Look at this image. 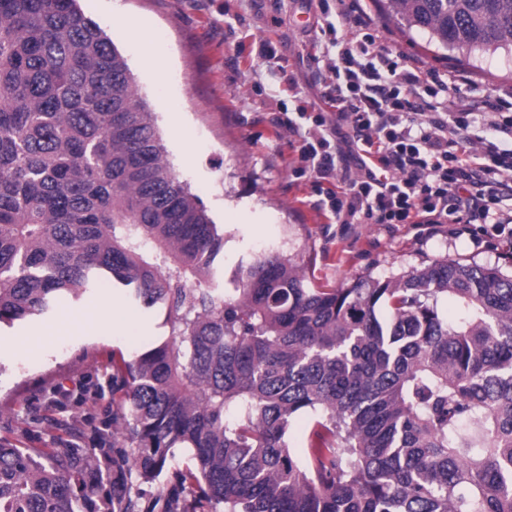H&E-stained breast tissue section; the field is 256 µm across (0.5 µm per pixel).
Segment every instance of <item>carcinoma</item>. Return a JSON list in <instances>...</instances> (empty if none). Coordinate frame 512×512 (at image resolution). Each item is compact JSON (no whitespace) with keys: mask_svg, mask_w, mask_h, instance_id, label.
<instances>
[{"mask_svg":"<svg viewBox=\"0 0 512 512\" xmlns=\"http://www.w3.org/2000/svg\"><path fill=\"white\" fill-rule=\"evenodd\" d=\"M445 51L512 43V0H390ZM175 173L124 57L78 0H0V324L107 281L168 335L112 359L121 441L0 439V512H144L99 495L181 449L224 512H512V275L442 260L320 288L240 259ZM461 312L448 321L440 299ZM311 417L307 448L288 443Z\"/></svg>","mask_w":512,"mask_h":512,"instance_id":"carcinoma-1","label":"carcinoma"}]
</instances>
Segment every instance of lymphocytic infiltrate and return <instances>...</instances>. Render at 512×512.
<instances>
[{"mask_svg":"<svg viewBox=\"0 0 512 512\" xmlns=\"http://www.w3.org/2000/svg\"><path fill=\"white\" fill-rule=\"evenodd\" d=\"M336 57L322 96L298 108V157L321 179L319 206L340 224L512 227V115L460 104L467 78L381 53L363 0H319ZM485 135L474 134L475 125Z\"/></svg>","mask_w":512,"mask_h":512,"instance_id":"1","label":"lymphocytic infiltrate"}]
</instances>
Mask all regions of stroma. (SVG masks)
Returning a JSON list of instances; mask_svg holds the SVG:
<instances>
[{
	"instance_id": "1",
	"label": "stroma",
	"mask_w": 512,
	"mask_h": 512,
	"mask_svg": "<svg viewBox=\"0 0 512 512\" xmlns=\"http://www.w3.org/2000/svg\"><path fill=\"white\" fill-rule=\"evenodd\" d=\"M125 57L177 175L223 233L224 265L255 252L279 253L323 288L387 278L435 260L512 270V244L414 224H338L319 209L313 173L296 174L298 154L279 121L294 117L287 93L296 82L323 109L327 38L308 0H80ZM378 44L426 67L469 76L468 103L512 97V46L444 54L428 34L397 22L389 0H367ZM269 48H262V41ZM101 303L109 322L93 336H60L39 350L20 337L48 323L32 316L0 326V438L20 448H59L72 432L111 436L112 359L148 349L168 334L165 314L129 306L120 289L101 284L64 309ZM123 325L113 332L112 322ZM166 466L154 481L124 467L123 487L152 505L175 483Z\"/></svg>"
}]
</instances>
